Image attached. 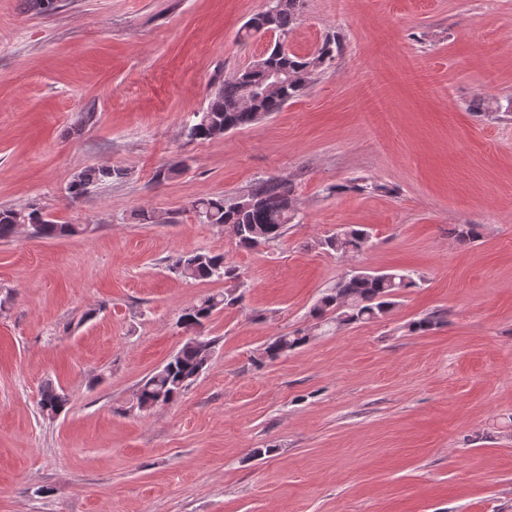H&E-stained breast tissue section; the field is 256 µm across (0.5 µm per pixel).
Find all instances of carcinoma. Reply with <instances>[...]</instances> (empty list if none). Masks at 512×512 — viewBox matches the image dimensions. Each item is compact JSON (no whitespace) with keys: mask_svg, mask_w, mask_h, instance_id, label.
<instances>
[{"mask_svg":"<svg viewBox=\"0 0 512 512\" xmlns=\"http://www.w3.org/2000/svg\"><path fill=\"white\" fill-rule=\"evenodd\" d=\"M305 0H277L246 24V31H272L283 38L301 20ZM344 52L342 38L327 34L310 54L299 55L282 45H274L261 59L229 79L213 83L206 108L195 124L188 127L190 141L217 139L224 134L244 129L265 116L271 115L300 97L312 76L325 64ZM282 73L283 83L267 90L270 70ZM470 111L475 113L512 114V98L491 108L489 98L474 97ZM124 170L112 166L91 167L78 174L67 188L68 197L77 200L86 192L114 179H120ZM382 186L362 180H348L329 187L330 192L364 193L378 191ZM189 210L203 224H216L228 230L243 249L254 250L280 240L287 225L298 218L299 199L292 183L275 175L256 181L244 194L236 197L212 196L189 203ZM141 224H175L178 213L142 209L137 214ZM28 225L31 234L41 238H55L82 234L80 224H58L38 210L28 213L11 208L0 209V239L14 236L22 225ZM370 242V233L361 227H348L333 232L318 241L327 254L345 259L363 253ZM171 269L182 277L198 281L222 280L228 283L219 294L207 295L183 310L178 324L190 334L182 347L162 367L144 378L135 394L136 408H153L174 402L206 369L214 347V340L204 334L205 322L218 309L239 305L244 286L241 272L227 264L222 253L195 252L174 259ZM419 277L409 269L373 272L355 268L342 273L336 284L313 306L310 315L318 320L322 332H337L343 327L378 321L395 304L396 297L409 288H417ZM444 323L438 312L430 313L409 325L413 333H425ZM309 335L301 330L275 336L267 341L261 357L274 361L282 355L308 343ZM67 404L61 388L46 384L40 391L38 408L47 416L58 415Z\"/></svg>","mask_w":512,"mask_h":512,"instance_id":"1","label":"carcinoma"}]
</instances>
